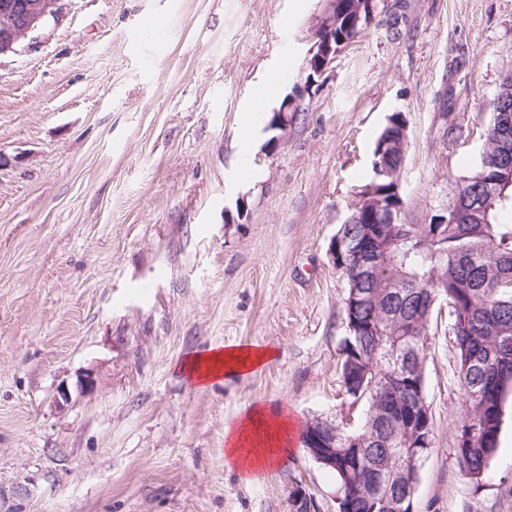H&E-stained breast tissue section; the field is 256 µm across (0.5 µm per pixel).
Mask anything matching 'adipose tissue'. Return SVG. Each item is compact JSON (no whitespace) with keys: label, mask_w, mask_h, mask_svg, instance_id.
<instances>
[{"label":"adipose tissue","mask_w":512,"mask_h":512,"mask_svg":"<svg viewBox=\"0 0 512 512\" xmlns=\"http://www.w3.org/2000/svg\"><path fill=\"white\" fill-rule=\"evenodd\" d=\"M273 355L272 349L263 347L214 349L189 359L187 371L193 383L205 386L222 376L253 370ZM287 433V420L279 418L268 423L266 410L253 408L240 424L225 426L226 457L237 468L247 471L274 466Z\"/></svg>","instance_id":"ef3b65f1"}]
</instances>
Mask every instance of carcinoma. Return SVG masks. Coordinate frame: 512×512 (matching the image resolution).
I'll return each instance as SVG.
<instances>
[{"label": "carcinoma", "instance_id": "1", "mask_svg": "<svg viewBox=\"0 0 512 512\" xmlns=\"http://www.w3.org/2000/svg\"><path fill=\"white\" fill-rule=\"evenodd\" d=\"M400 116H391L376 139L372 166L401 167V153L380 154L382 141L397 137ZM482 154L486 160L450 181L459 220L448 224H389L385 214L363 213L343 224L354 240L375 224L383 260L377 276L364 285L371 298L355 318L372 325L365 336L349 334L343 349L353 348L375 361L376 380L359 399L365 406L354 432L368 448L362 460L343 458L334 471L344 502L356 498V480L370 471L383 473V488L395 491L406 482L405 461L417 437L408 432L405 413L422 403L427 336L432 300L448 301V325L457 350V376L464 415L456 430V455L480 483L498 450L500 409L512 390V185L502 178L497 197L488 199L483 183L497 176L493 158L512 140L501 142L489 123ZM467 192L458 194L459 185ZM402 294L387 293L390 282ZM415 329L408 335L409 329ZM479 434L466 436L467 422Z\"/></svg>", "mask_w": 512, "mask_h": 512}]
</instances>
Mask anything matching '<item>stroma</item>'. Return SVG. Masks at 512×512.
<instances>
[{
  "label": "stroma",
  "instance_id": "stroma-1",
  "mask_svg": "<svg viewBox=\"0 0 512 512\" xmlns=\"http://www.w3.org/2000/svg\"><path fill=\"white\" fill-rule=\"evenodd\" d=\"M65 3L0 58V485L30 480L24 512H293L298 485L338 512L335 474L302 443L312 420L363 412L342 384L330 242L397 112L403 222L447 207L512 68V0H375L312 82L322 0ZM427 344L434 442L414 512H512V393L473 483L447 311ZM229 346L276 354L208 386L183 372ZM256 405L292 426L279 464L246 476L224 427Z\"/></svg>",
  "mask_w": 512,
  "mask_h": 512
}]
</instances>
